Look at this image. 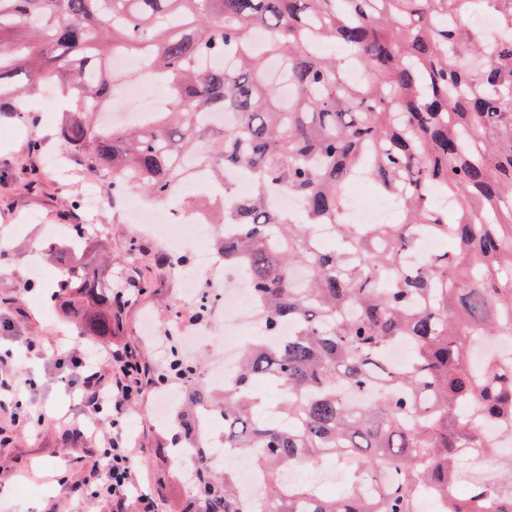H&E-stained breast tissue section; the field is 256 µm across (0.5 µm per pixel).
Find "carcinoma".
<instances>
[{
    "mask_svg": "<svg viewBox=\"0 0 512 512\" xmlns=\"http://www.w3.org/2000/svg\"><path fill=\"white\" fill-rule=\"evenodd\" d=\"M488 8L512 31V0H0V34L14 36L0 42V113L36 124L29 101L55 80L70 106L59 145L108 174L112 199L139 189L195 209L180 197L192 169L221 184L227 166L251 177L250 195L222 198L223 223L245 232L219 231L215 247L246 267L261 338L221 399L198 369L179 373L174 426L198 449L179 512H512V477L456 494L466 457H497L486 425L512 423V358L472 359L477 340L512 336L502 279L512 271V38L488 44L476 32L472 18ZM325 42L353 51L362 84L317 51ZM117 51L167 88L168 111L101 124ZM230 51L228 67L196 64ZM213 112L231 124L204 123ZM361 177L398 202L394 223H344ZM277 192L300 209H269ZM321 224L341 248L315 246ZM418 232L458 250L409 270L401 256ZM67 253L56 296L70 298L84 335L106 339L119 295L79 249ZM287 321L294 332L266 343ZM397 344L411 349L404 366L388 357ZM269 383L281 389L274 403L259 392ZM374 390L372 401L349 400ZM212 400L224 452L252 454L261 511L210 460L196 410ZM336 465L342 494L319 495L309 476ZM291 469L307 477L291 481Z\"/></svg>",
    "mask_w": 512,
    "mask_h": 512,
    "instance_id": "1",
    "label": "carcinoma"
}]
</instances>
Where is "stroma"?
I'll return each instance as SVG.
<instances>
[{"label": "stroma", "mask_w": 512, "mask_h": 512, "mask_svg": "<svg viewBox=\"0 0 512 512\" xmlns=\"http://www.w3.org/2000/svg\"><path fill=\"white\" fill-rule=\"evenodd\" d=\"M36 109L39 121L34 127L15 126L8 117L0 119V228L15 216L28 220L25 233L14 236L0 257V353H10L19 376L36 380L28 404L31 411H45L46 417L42 426L31 429L0 411V488L6 491L0 497V512H99L95 501L73 500L69 487L56 476L65 472L71 480H82L86 471L78 467V458L93 459L101 435L111 428L95 424L87 414L76 395L75 373L59 365L52 350L60 348L66 355L93 350L103 367L108 350L126 348L150 371H158L168 360V345L164 336L145 335L143 322L150 316H170L180 292L176 271L161 261V246L125 222L121 210L105 209L96 221L107 225V232L92 234L86 246L108 255L102 279L128 294L120 323L108 341L80 335L65 300H58L54 310L40 313L26 299H15L14 287L25 280L30 254L42 244L40 225L58 223L59 212L70 208L75 211L74 223L87 221L78 204L80 187L89 177L81 161H74V179L68 184L48 176L38 192L24 187L29 171L45 166L44 159L28 155L29 141L35 137L54 140L62 122L58 102L41 98ZM33 340L43 342L44 350L30 348ZM156 396L151 389L130 403L124 435L142 450L136 462L139 492L156 499L158 512H169L184 496L191 474L169 469L163 455L165 436L154 419Z\"/></svg>", "instance_id": "35a3bbf8"}]
</instances>
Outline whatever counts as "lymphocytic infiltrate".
I'll return each instance as SVG.
<instances>
[{
    "label": "lymphocytic infiltrate",
    "mask_w": 512,
    "mask_h": 512,
    "mask_svg": "<svg viewBox=\"0 0 512 512\" xmlns=\"http://www.w3.org/2000/svg\"><path fill=\"white\" fill-rule=\"evenodd\" d=\"M108 362L110 368L103 372L88 365L86 357L80 354L66 360L77 376L81 402L96 415L108 408L116 412L110 420L114 433L102 439L96 452L105 462L104 469L99 471L96 482L76 484L72 490L79 498L90 497L111 507L112 512H126L136 487L133 469L136 451L119 437L118 432L123 428L121 416L125 404L145 392L149 371L128 350L110 351Z\"/></svg>",
    "instance_id": "1"
}]
</instances>
